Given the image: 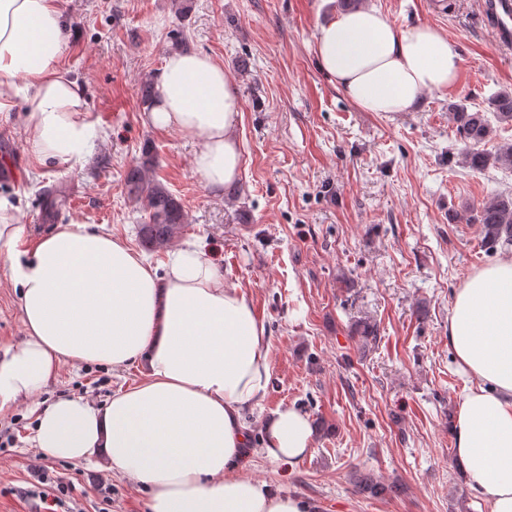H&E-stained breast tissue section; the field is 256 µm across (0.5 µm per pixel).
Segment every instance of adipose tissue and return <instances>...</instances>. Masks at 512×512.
I'll return each instance as SVG.
<instances>
[{
  "mask_svg": "<svg viewBox=\"0 0 512 512\" xmlns=\"http://www.w3.org/2000/svg\"><path fill=\"white\" fill-rule=\"evenodd\" d=\"M57 0H0V114L28 102L25 143L37 163L67 164L100 131L80 83L62 66ZM323 72L366 112H407L455 84L457 45L427 24L396 25L364 4L318 27ZM242 104L224 68L201 53L165 56L142 122L192 142V168L214 191L235 183ZM0 196V258L20 298L24 337L0 345V413L31 399L63 365L136 366L140 383L103 405L82 396L38 409L42 456L97 461L149 491V512H317L316 505L246 476L248 415L264 402L270 343L243 288L192 242L163 267L112 233L80 222L28 241ZM448 343L475 379L453 418L460 474L491 512H512V257L474 273L457 292ZM309 416L272 412L261 453L294 464L313 449Z\"/></svg>",
  "mask_w": 512,
  "mask_h": 512,
  "instance_id": "adipose-tissue-1",
  "label": "adipose tissue"
}]
</instances>
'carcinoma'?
I'll list each match as a JSON object with an SVG mask.
<instances>
[{"instance_id":"1","label":"carcinoma","mask_w":512,"mask_h":512,"mask_svg":"<svg viewBox=\"0 0 512 512\" xmlns=\"http://www.w3.org/2000/svg\"><path fill=\"white\" fill-rule=\"evenodd\" d=\"M450 110L459 140L465 145L463 158L469 168L483 170L491 164L512 167V143L500 146L493 154L481 149L493 134L487 113H492L499 123L512 124V90L492 96L485 111H471L464 104L452 105ZM153 164L154 157L147 154L132 166L125 176V188L137 211L146 216L138 230L142 244L149 250H160L181 233L186 212L164 184L147 177L146 170ZM476 223L482 225L485 242L490 247L512 245V194H501L483 203L477 211ZM351 481L358 491L376 498L396 492V487L361 471L352 472Z\"/></svg>"}]
</instances>
